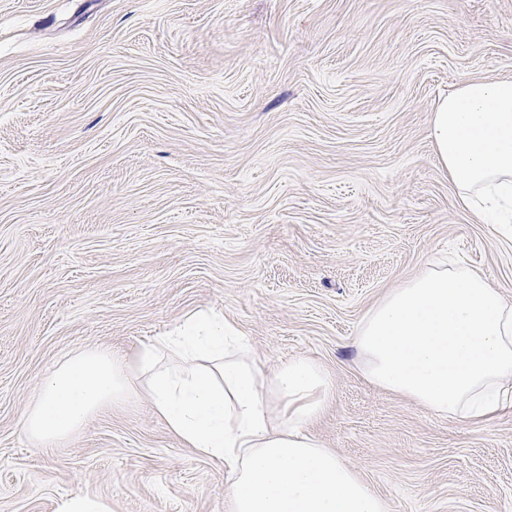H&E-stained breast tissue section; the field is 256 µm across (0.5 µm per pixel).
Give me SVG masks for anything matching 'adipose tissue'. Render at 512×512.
<instances>
[{
  "label": "adipose tissue",
  "instance_id": "obj_1",
  "mask_svg": "<svg viewBox=\"0 0 512 512\" xmlns=\"http://www.w3.org/2000/svg\"><path fill=\"white\" fill-rule=\"evenodd\" d=\"M429 138L459 204L512 224V79H471L438 103ZM350 347L368 382L435 415L487 423L512 407V303L467 267L433 262L363 316ZM332 375L298 356L269 365L236 324L187 316L133 357L88 347L44 374L22 428L56 448L88 419L146 396L184 446L223 463L231 512H386L374 489L308 431Z\"/></svg>",
  "mask_w": 512,
  "mask_h": 512
}]
</instances>
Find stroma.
Instances as JSON below:
<instances>
[{"label":"stroma","mask_w":512,"mask_h":512,"mask_svg":"<svg viewBox=\"0 0 512 512\" xmlns=\"http://www.w3.org/2000/svg\"><path fill=\"white\" fill-rule=\"evenodd\" d=\"M474 78L512 79V0H0V512H229L147 397L60 448L21 423L67 354L200 310L329 368L310 431L388 512H512V408L436 416L349 347L435 259L512 301V228L459 205L427 136ZM58 512H112L111 503L103 498L89 497L87 495H74L63 500Z\"/></svg>","instance_id":"obj_1"}]
</instances>
